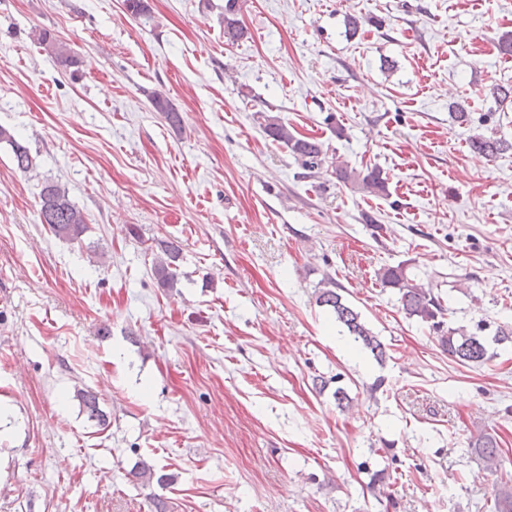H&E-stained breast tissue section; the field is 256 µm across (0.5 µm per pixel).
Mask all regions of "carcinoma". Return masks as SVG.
<instances>
[{"label":"carcinoma","instance_id":"cac0c4a2","mask_svg":"<svg viewBox=\"0 0 512 512\" xmlns=\"http://www.w3.org/2000/svg\"><path fill=\"white\" fill-rule=\"evenodd\" d=\"M238 0H225L224 5V43L235 45L247 38L248 32L238 18ZM33 41L46 54L54 58L60 65L74 67L78 57L66 43L60 41L47 29L33 33ZM149 101L154 111L163 115L167 123L177 128L181 124V116L172 102L160 92L154 91L149 95ZM262 128L267 137L286 148L307 169H315L322 161V144L311 137H298L292 133L280 117L262 116ZM7 143L12 150L16 167L23 173L34 170L35 159L28 147L20 143L6 128L0 126V143ZM472 151L487 157H496L507 151H512V141L494 138L483 134H475L469 139ZM337 176L345 183H351L360 190L371 195H381L386 192V182L380 171L373 169L364 175L346 169L336 170ZM39 219L48 226L54 236L68 241H79L87 230L86 214L73 204L65 186L57 181L45 180L39 192ZM182 257V246L175 239H160L156 243V253L152 273L157 284L162 288H173L177 284V267ZM376 281L383 288L397 291L400 309L409 319H416L430 328L442 332L440 346L448 353V357L461 365L480 366L490 360L489 343L512 344V330L498 328L495 335L488 339L478 335L482 327L470 332L466 328L445 327L447 307L443 298L432 289L421 288L409 277L403 264L384 266L376 273ZM317 303L326 306L336 316V321L343 325L354 341L362 344L378 361L387 356L385 344L361 320V314L356 311L340 294V287L332 278H327L318 291ZM79 402L86 411L88 418L103 425L106 414L99 408L98 398L88 391H77ZM472 450L489 465L500 468L507 453L500 448L497 438L485 433L477 436L471 442ZM503 488L494 496L491 505L492 512H512V473H501Z\"/></svg>","mask_w":512,"mask_h":512}]
</instances>
